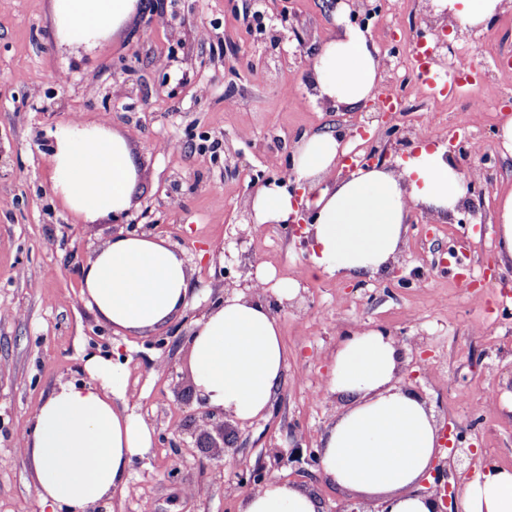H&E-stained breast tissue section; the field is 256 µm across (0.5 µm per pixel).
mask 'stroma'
Here are the masks:
<instances>
[{
  "instance_id": "stroma-1",
  "label": "stroma",
  "mask_w": 512,
  "mask_h": 512,
  "mask_svg": "<svg viewBox=\"0 0 512 512\" xmlns=\"http://www.w3.org/2000/svg\"><path fill=\"white\" fill-rule=\"evenodd\" d=\"M150 7L96 48L59 44L52 0H0V512H43L40 490L17 441L59 384L86 378L88 354L124 368V401L154 432L130 468L129 488L96 512H240L245 468L314 490L324 512H354L359 501L321 479L298 475L276 451H318L343 409L331 389L338 345L379 329L397 344L398 386L418 393L440 434L469 448L450 482L459 487L485 464L512 467V263L497 258L494 214L512 192V152L494 130L512 108V4L487 29L446 19V38L468 49L481 112L466 103L433 115L415 72L397 71L410 91L397 125L412 141L425 130L448 148L460 121L480 151L460 160L476 182L470 210L438 218L414 209L393 269L360 280L313 268L312 250L280 224L252 221L255 182L287 169L306 132L337 130L345 152L362 151L366 127L385 144L376 102L355 110L313 96L312 59L337 30L331 0H148ZM166 25H158V15ZM427 0L368 24L383 63L435 41ZM207 30L200 40L199 30ZM169 66L157 68L158 57ZM66 71L67 84L50 81ZM108 121L135 156L138 177L127 218L81 222L51 191L49 156L58 131ZM163 238L191 270L183 316L147 335L114 332L79 299L81 270L101 246L128 231ZM486 271L460 284L467 267ZM264 277L265 301L281 331L284 378L270 411L249 422L224 419V447L199 422L189 369V336L223 301L226 280ZM297 281L290 304L281 283Z\"/></svg>"
}]
</instances>
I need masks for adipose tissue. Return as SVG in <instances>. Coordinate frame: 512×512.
<instances>
[{
	"instance_id": "obj_1",
	"label": "adipose tissue",
	"mask_w": 512,
	"mask_h": 512,
	"mask_svg": "<svg viewBox=\"0 0 512 512\" xmlns=\"http://www.w3.org/2000/svg\"><path fill=\"white\" fill-rule=\"evenodd\" d=\"M139 5L53 0L56 35L68 45H99ZM382 71L368 32L345 26L315 54L313 89L331 106L358 108L375 98ZM339 146L331 131L302 135L292 167L300 200L262 185L251 201L258 224L287 223L295 203H304L315 269L352 279L376 275L400 252L412 209L446 217L467 196V177L430 140L396 168L342 179L335 176ZM49 161L53 192L84 222L131 209L137 165L127 140L107 124L60 130ZM81 283V301L107 324L146 334L182 314L191 275L165 240L122 234L88 258ZM189 366L211 409L245 422L266 415L283 382L285 352L265 301L235 294L206 310L193 330ZM398 369L399 350L382 331H357L339 345L331 388L346 403L321 440V476L384 512H434V502L414 488L430 476L439 430L425 401L396 386ZM85 370L88 381L61 383L45 399L21 441L51 512H95L127 489L133 459L153 445L149 426L118 404L121 365L92 355ZM461 504L463 512H512V469L487 465L465 483ZM241 512H323V504L314 491L270 479L244 498Z\"/></svg>"
}]
</instances>
